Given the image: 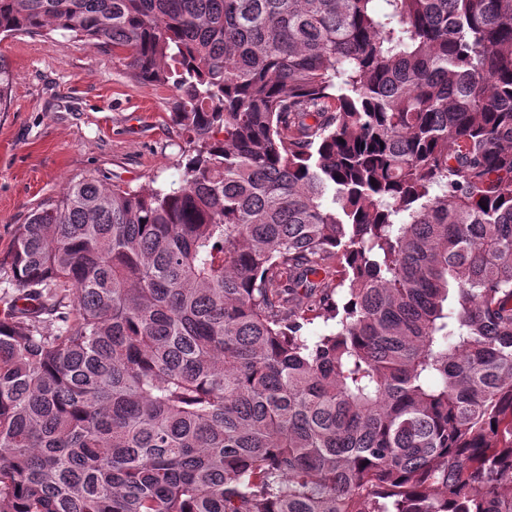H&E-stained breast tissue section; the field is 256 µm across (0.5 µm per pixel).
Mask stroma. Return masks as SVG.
<instances>
[{
	"label": "stroma",
	"mask_w": 512,
	"mask_h": 512,
	"mask_svg": "<svg viewBox=\"0 0 512 512\" xmlns=\"http://www.w3.org/2000/svg\"><path fill=\"white\" fill-rule=\"evenodd\" d=\"M16 75L0 112V263L19 225L70 180L140 189L180 174L168 88L133 80L110 46L61 35L0 40Z\"/></svg>",
	"instance_id": "stroma-1"
}]
</instances>
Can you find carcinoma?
Returning <instances> with one entry per match:
<instances>
[{"instance_id": "cac0c4a2", "label": "carcinoma", "mask_w": 512, "mask_h": 512, "mask_svg": "<svg viewBox=\"0 0 512 512\" xmlns=\"http://www.w3.org/2000/svg\"><path fill=\"white\" fill-rule=\"evenodd\" d=\"M55 33L187 149L18 227L0 512H512V0H0Z\"/></svg>"}]
</instances>
